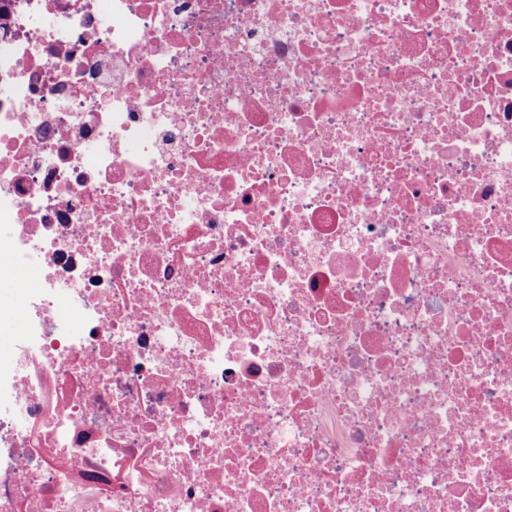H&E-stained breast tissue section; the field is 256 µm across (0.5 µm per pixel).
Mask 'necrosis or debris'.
<instances>
[{
    "instance_id": "obj_1",
    "label": "necrosis or debris",
    "mask_w": 512,
    "mask_h": 512,
    "mask_svg": "<svg viewBox=\"0 0 512 512\" xmlns=\"http://www.w3.org/2000/svg\"><path fill=\"white\" fill-rule=\"evenodd\" d=\"M0 252V512H512V0H0ZM22 301L20 288H15L13 285L9 288H1L0 285V358L11 355L14 342L20 337L15 334L13 321L8 317V311Z\"/></svg>"
}]
</instances>
